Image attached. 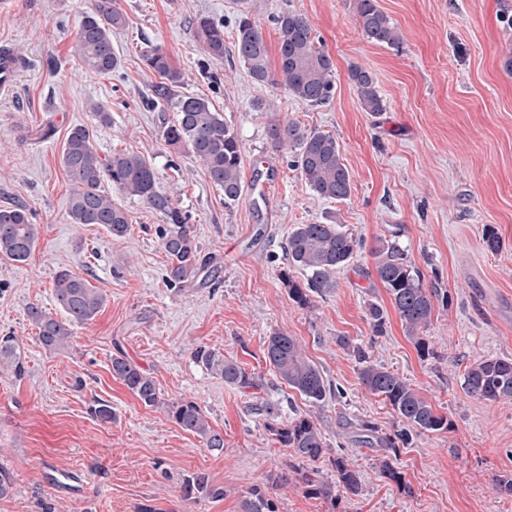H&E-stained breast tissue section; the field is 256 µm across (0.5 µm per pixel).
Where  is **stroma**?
Segmentation results:
<instances>
[{"label": "stroma", "mask_w": 512, "mask_h": 512, "mask_svg": "<svg viewBox=\"0 0 512 512\" xmlns=\"http://www.w3.org/2000/svg\"><path fill=\"white\" fill-rule=\"evenodd\" d=\"M123 29L112 46L122 65L100 76L82 70L72 46L89 0H12L0 12V46L20 50L12 91L0 95V208L27 207L39 227L28 260H0V336L17 337L26 371L0 373V466L14 476L0 512H242L249 489L284 467L287 448L266 431L255 410L263 398L281 420L307 414L332 450H343L362 476L357 496L337 503L312 499L301 479L274 489L279 512H512V497L495 490L512 474V399L490 402L461 388L463 375L488 357L512 358V28L502 21L512 0H378L401 29L393 49L368 42L355 0H120ZM305 14L336 63V92L312 107L283 89L256 83L232 53L205 57L190 33L196 16L224 23V44L236 39L242 13L258 21L270 49L279 34L273 15ZM161 47L181 69L182 93L208 99L242 142L244 185L260 190L224 201L205 170L162 137L173 112L148 107L159 77L142 56ZM358 64L376 76L385 110L365 112L348 79ZM275 103L257 112L256 100ZM112 114L96 125L93 105ZM328 133L342 146L353 181L348 200L314 194L287 154L267 137L273 118ZM93 128L100 156L135 152L151 160L161 189L185 213L211 276L176 287L166 280L162 216L143 201L113 193L128 212L129 233L110 236L98 224L71 223L72 185L61 163L69 130ZM52 135L41 138L42 129ZM339 224L366 246L355 265L337 272L330 292L309 307L288 295L283 246L294 225ZM501 238L483 244L486 226ZM395 240L423 271L438 301L424 333L432 354L420 356L374 271L378 241ZM66 269L106 295L96 318L72 328L67 349L50 351L27 316L30 305L60 316L53 278ZM385 307V333L373 335L369 303ZM280 330L296 337L306 357L341 397L312 404L282 383L265 359L266 340ZM362 345L373 363L407 378L439 413L448 431L414 434L401 449L403 485L380 478V445L361 442L359 426L390 434L400 422L362 385L339 338ZM206 345L241 366L258 388L224 383L196 364ZM124 353L151 377L161 400L197 402L224 437V450L204 447L158 408L144 406L111 371ZM115 414L91 416L93 401ZM85 476L81 496L50 490L44 463ZM197 471L224 497L185 505L180 486Z\"/></svg>", "instance_id": "stroma-1"}]
</instances>
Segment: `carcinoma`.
<instances>
[{"label":"carcinoma","mask_w":512,"mask_h":512,"mask_svg":"<svg viewBox=\"0 0 512 512\" xmlns=\"http://www.w3.org/2000/svg\"><path fill=\"white\" fill-rule=\"evenodd\" d=\"M359 24L365 39L380 46L397 47L402 42L398 27L380 9L377 0H356ZM126 17L118 0H91L76 34L73 55L78 64L94 73L107 75L117 70L121 60L112 48V30L125 26ZM279 32L278 58L271 65L269 47L262 27L245 12L238 20L235 48L237 57L251 78L259 84H271L310 106L327 104L336 89V64L331 55L316 44L307 16L288 10L273 16ZM191 34L198 49L207 57H224V22L201 15L192 22ZM148 69L160 82L153 86L152 105L176 112L175 121L163 130L167 145L183 150L200 163L212 183L224 191L230 204L243 195L241 176L242 146L236 133L224 121L209 100L179 93L184 80L170 56L160 48L144 55ZM365 111L377 114L385 110L375 75L361 65L348 70ZM268 139L273 148L291 154L292 166L299 170L309 188L322 198L344 201L352 192L353 182L342 159L340 143L330 134L306 129L299 122L273 120ZM93 130L86 126L72 128L65 137L61 162L73 185L68 216L73 224H99L113 237L121 238L129 230L128 213L112 203V191L136 197L162 215L165 227L160 242L169 258L167 280L182 287L195 281L204 271L200 249L189 230L187 217L173 206L159 186L152 162L138 154L114 153L101 157L94 148ZM39 240L38 225L31 222L23 205L0 208V260L26 261ZM362 241L338 224H297L288 234L284 251L288 268L306 275V283L288 279L292 301L304 308L311 295L335 287L336 273L351 265L360 255ZM374 254L375 274L386 289L407 337L421 352L428 343L420 333L429 327L434 312L435 291L423 285L422 271L408 253L392 240L378 241ZM53 294L63 317L51 316L42 307H28V318L38 330L39 342L48 350L68 345L71 328L95 319L106 302L103 292L87 279L70 271L58 272L53 279ZM367 316L376 336L384 334L386 310L377 303L368 305ZM339 343L352 353L358 363L362 384L389 403L404 427L384 438L385 455L379 461L380 476L403 485L398 467L399 448L412 439L411 431L443 432L449 429L448 417L438 413L432 403L399 374L370 360L368 353L347 338ZM191 356L224 382L242 388L256 382L237 364L224 360L218 352L200 345ZM266 358L280 379L310 402L327 399L329 388L318 369L304 355L299 341L283 331L268 336ZM0 367L9 368L20 377L24 373L17 338L0 336ZM112 376L120 380L147 407H161L173 423L197 436L212 451L224 449V437L209 424L207 416L194 401L162 402L152 378L123 355L112 357ZM463 391L477 398L497 401L512 398V358L489 357L474 364L461 384ZM265 428L289 449L298 463L314 465L328 459L335 473L332 482L304 479L306 495L315 499L336 500V493L356 495L361 488L360 471L345 454L330 455V448L320 426L309 415H298L278 423V412L268 404L258 405ZM288 483V468H279L249 489L242 502L243 512H278L270 490ZM182 499L187 504L224 498V488L214 484L210 475L197 471L184 478Z\"/></svg>","instance_id":"carcinoma-1"}]
</instances>
